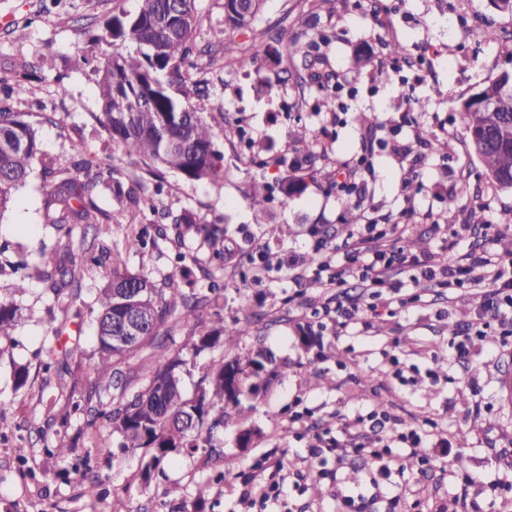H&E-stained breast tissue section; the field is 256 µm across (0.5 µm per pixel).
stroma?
<instances>
[{
  "mask_svg": "<svg viewBox=\"0 0 512 512\" xmlns=\"http://www.w3.org/2000/svg\"><path fill=\"white\" fill-rule=\"evenodd\" d=\"M222 2L197 0L195 41L212 52L192 56L185 67L207 80L199 103L224 156V181L215 185L166 173L163 194L141 219L152 243L125 253L124 239L131 232L126 224L113 225L105 242L123 267L160 287L177 273L178 254L196 257L193 286L204 294L209 283L202 271L211 265L213 248L202 236L180 232L172 218L189 209L205 222L226 224L241 262L225 267L224 290L202 314L229 323L253 312L251 333L195 356L187 346L188 328L171 318L166 333L124 365L125 391L99 395L88 371L96 348L88 313L103 282L102 269L83 273L74 304L84 315L81 352L70 363V375L61 378L39 366L50 305L42 283L29 281L18 295L9 269H0V299H15L24 314L11 339L0 342V401L8 405L0 415V512H256L242 499L237 475L245 471L255 484L266 482L268 473L253 467L264 454L287 464L289 490L278 512H512V401L502 387L512 370V335H502L494 323L487 339L473 340L464 353L450 345L452 335L470 333L482 289L451 290L426 279L415 285L394 273L390 288L363 321L344 328L325 324L324 305L368 299L359 279L330 288L328 271L316 266L324 258L331 268L359 264L348 253L357 225L338 231L345 211L338 191L327 180L311 181L287 208L274 203L265 213L255 211L248 199L253 181L272 183L283 175L277 159L305 157V149L289 138L300 119L319 148L335 158L337 181L354 172L350 199L361 205L366 219L403 225V237L391 239L394 246L406 237L421 239L408 260L434 267L448 250L464 263L503 255L502 238L512 239V193L497 190L471 154L459 105L512 60V13L498 12L489 0H408L389 11L371 0H266L251 26L233 31L237 46L250 53L268 29L284 30L292 39L316 19L317 30L331 36L319 54L322 71L337 75L342 84L335 91L298 86L284 66L268 60L248 70L232 66L217 46L224 27ZM137 8L138 0H0V79H13L17 62H40L12 107L33 117L56 115L57 124L39 127L41 151L56 163H69L70 144L79 140L100 161H111L116 147L97 121L100 104L91 67L108 48L91 38L113 14ZM488 20L501 38L476 44V33ZM18 25L25 27V39L14 38ZM393 41L404 46L405 64L394 65L389 56L387 45ZM363 51L381 61L382 76L355 67L354 57ZM60 74L68 87L63 96L56 92ZM423 98L430 104L421 112L417 103ZM360 112L371 116V126L353 123ZM420 128L427 143L416 141ZM434 141L443 143V151L430 150ZM368 144L373 152L366 165H358ZM269 224L280 225V232L266 235ZM61 241L45 222L42 174L33 169L0 217L5 257L37 264L42 251H53ZM270 255L279 267L254 281L255 266ZM401 298L406 307L398 306ZM302 327L318 337L317 346L301 344ZM260 346L284 371L249 398L243 422H228L218 433L221 458L202 450L174 452L151 481H143L148 449L121 447L118 434L85 412L144 392L154 353L178 352L204 365ZM21 367L28 369L29 381L19 389L14 372ZM299 405L308 408L309 417L295 434L288 430V417ZM374 410L388 413V420L375 425L365 419L355 426L357 416ZM426 419L437 423L424 441L432 464L414 474L399 436ZM242 426L257 432L247 448L237 445ZM341 428L348 431L349 448L326 454L321 462L309 456L319 437ZM58 438L74 444L75 454H47ZM385 444L390 456H370V449ZM19 445L27 450L25 458L17 456ZM103 446L111 448L110 460L98 459L96 450ZM459 457L464 467L456 466ZM466 475L472 483H463ZM83 476L99 480L100 497L84 496ZM173 486L179 487L178 496L168 495Z\"/></svg>",
  "mask_w": 512,
  "mask_h": 512,
  "instance_id": "35a3bbf8",
  "label": "stroma"
}]
</instances>
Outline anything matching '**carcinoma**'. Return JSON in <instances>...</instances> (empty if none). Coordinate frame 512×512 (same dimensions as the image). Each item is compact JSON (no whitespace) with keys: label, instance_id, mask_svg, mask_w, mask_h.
<instances>
[{"label":"carcinoma","instance_id":"obj_1","mask_svg":"<svg viewBox=\"0 0 512 512\" xmlns=\"http://www.w3.org/2000/svg\"><path fill=\"white\" fill-rule=\"evenodd\" d=\"M224 25L235 30L243 26L238 19L236 0H224ZM194 0H141L137 13L124 11L112 15L95 36V41L112 47L131 41L132 52L114 51L93 68L100 101L99 122L112 141L127 156H137L147 173L159 178L166 172L177 173L192 181L217 184L224 180L222 155L216 149L213 128L204 120L202 110L184 104L170 87L191 86L204 93L205 80L192 78L183 65L190 55L203 49L193 42L196 27ZM268 39L280 44L266 46L250 54L238 50L233 39L220 41L224 57L240 69L254 66L261 56L279 63L296 56L308 58L330 36L316 33L305 43L284 42L275 34ZM306 73H296L299 84L322 85L329 76L310 63ZM461 112L469 138L470 152L481 163L487 177L498 190L512 191V68L501 69L483 82L461 103ZM73 161L69 167H57L41 159L39 129L26 114L0 106V216L8 209L14 193L25 185L36 161H41L46 188L45 223L64 233L67 243L48 256L42 265L30 271L23 265L14 270L15 291L22 293L28 281H40L55 304L75 301L81 291L82 270L101 266L110 257L106 245L95 246L82 234L87 225L133 224L146 198L137 193L141 182L125 186L115 166L88 156L83 142L71 145ZM302 164L295 163L279 178L280 204L305 188ZM104 190L112 193L115 209L101 210L96 199ZM249 198L252 207L264 212L273 200V188L254 182ZM173 223L203 236L214 248L218 268L235 257L224 243V226L202 222L195 213L184 210ZM209 297L189 294L174 280L160 288L149 277L128 270L112 269V275L98 289L97 307L91 310L96 323L97 349L92 363L94 388L108 393L125 389L121 364L149 344L177 315L190 330V343L198 353L222 341H231L251 332L249 316L217 326L202 319L199 309ZM140 318L138 337L122 346L112 337L124 332L125 318ZM22 318L14 302L0 300V340L13 336ZM69 319L51 328L46 349L49 362L45 372L57 375L69 372ZM192 374L188 362L179 354L160 353L155 360L148 388L116 406L103 403L88 413L112 425L121 437L122 448H150L153 453L143 468L148 480L169 453L181 448H203L211 456L223 454L213 440V432L224 427L231 417L241 418V397L255 394L260 385H268L281 375L269 351L259 348L246 355L212 361L201 372L196 395L183 392V376Z\"/></svg>","mask_w":512,"mask_h":512}]
</instances>
